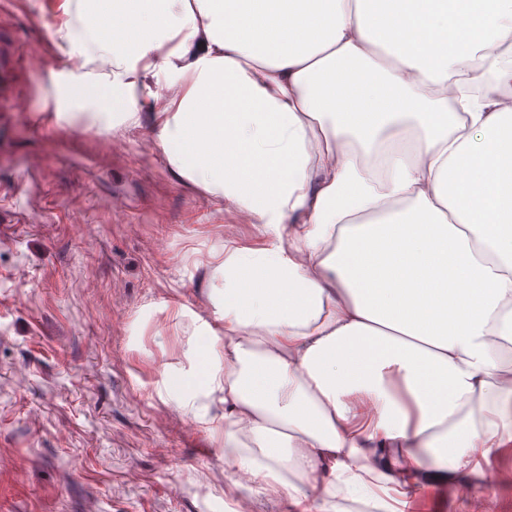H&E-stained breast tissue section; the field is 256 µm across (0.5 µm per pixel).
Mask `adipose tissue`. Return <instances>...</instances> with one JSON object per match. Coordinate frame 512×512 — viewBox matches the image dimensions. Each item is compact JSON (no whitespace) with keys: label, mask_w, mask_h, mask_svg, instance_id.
Masks as SVG:
<instances>
[{"label":"adipose tissue","mask_w":512,"mask_h":512,"mask_svg":"<svg viewBox=\"0 0 512 512\" xmlns=\"http://www.w3.org/2000/svg\"><path fill=\"white\" fill-rule=\"evenodd\" d=\"M87 2L78 27L58 6L67 58L98 41L65 96L120 95L179 177L262 228L212 274L239 477L289 512H404L432 471L511 447L512 0L430 44L423 9L378 33L401 0Z\"/></svg>","instance_id":"ef3b65f1"}]
</instances>
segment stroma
Returning a JSON list of instances; mask_svg holds the SVG:
<instances>
[{"instance_id": "stroma-1", "label": "stroma", "mask_w": 512, "mask_h": 512, "mask_svg": "<svg viewBox=\"0 0 512 512\" xmlns=\"http://www.w3.org/2000/svg\"><path fill=\"white\" fill-rule=\"evenodd\" d=\"M55 3L0 0V512H288L226 478L205 391L213 255L259 226L177 177L120 103L57 118ZM481 496L451 473L418 512Z\"/></svg>"}]
</instances>
